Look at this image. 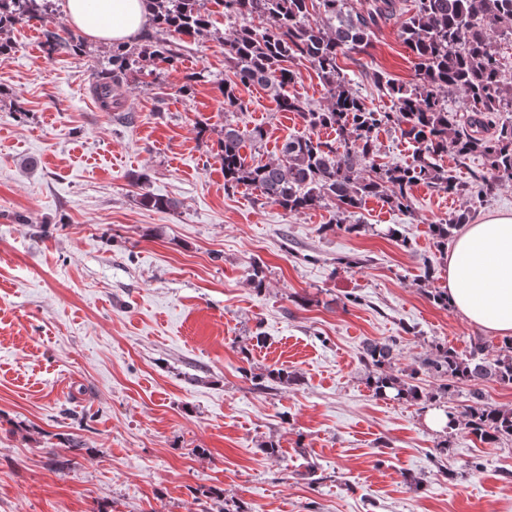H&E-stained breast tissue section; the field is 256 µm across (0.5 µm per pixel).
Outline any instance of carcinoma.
I'll return each instance as SVG.
<instances>
[{"mask_svg": "<svg viewBox=\"0 0 512 512\" xmlns=\"http://www.w3.org/2000/svg\"><path fill=\"white\" fill-rule=\"evenodd\" d=\"M224 7L232 34L224 38V67L233 78L222 83L224 111L246 108L237 95L240 85L265 86L283 112L295 113L309 134L284 141L279 155L266 162L247 160L246 147L261 150L265 132L260 127L242 131L224 123L216 141L217 158L224 170V188L245 186L257 199L273 203L290 213L331 202L336 214L330 223H346V214L367 196H377L392 209H412L411 191L426 184L450 194L468 191L448 177L436 158L448 151L459 157L480 155L488 160L487 172L474 177L477 197L494 195L498 178H512V120L491 124L497 112H512V80L491 51L492 42L512 38V0H413L411 15L401 21L400 37L414 59L418 80L411 85L387 84L395 102L392 112L372 109L348 89V80L338 64L339 56L361 53L371 44L380 25L405 14L403 0H363L358 7L349 0H147L151 24L171 36L200 37L210 28L208 3ZM319 2L322 19L310 20L309 4ZM52 0H0V32L17 24L35 22L43 28L44 47L55 53L77 49L81 36L47 28ZM148 55L169 65L177 62L179 43L164 40L143 47L112 45V69L97 75L93 86L100 106L112 108V86L139 69ZM308 61L323 82L328 104L320 110L291 97L286 87L296 74L285 63ZM461 91L472 104L471 114L460 124L445 107V97ZM395 128L414 147L405 164L374 162L378 148L375 133ZM331 128L337 140H323L317 131ZM146 207L173 210L176 201L140 194ZM470 221V210L455 212L448 221L429 226L431 235L445 243L452 230ZM435 357L422 366L444 380L440 390L492 379L512 385V342L501 346L494 359L485 354L480 340L471 343L469 354L459 355L445 344L435 347ZM394 343L368 342L361 360L375 370L373 391L378 397L431 398L411 380L394 376L389 368ZM465 409L464 430L469 436L493 444L512 438V409L484 401L481 391L471 393Z\"/></svg>", "mask_w": 512, "mask_h": 512, "instance_id": "cac0c4a2", "label": "carcinoma"}]
</instances>
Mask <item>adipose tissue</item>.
<instances>
[{"label":"adipose tissue","mask_w":512,"mask_h":512,"mask_svg":"<svg viewBox=\"0 0 512 512\" xmlns=\"http://www.w3.org/2000/svg\"><path fill=\"white\" fill-rule=\"evenodd\" d=\"M69 23L106 43L129 41L149 21L146 0H65ZM449 304L470 323L512 338V213L461 225L448 247Z\"/></svg>","instance_id":"ef3b65f1"}]
</instances>
